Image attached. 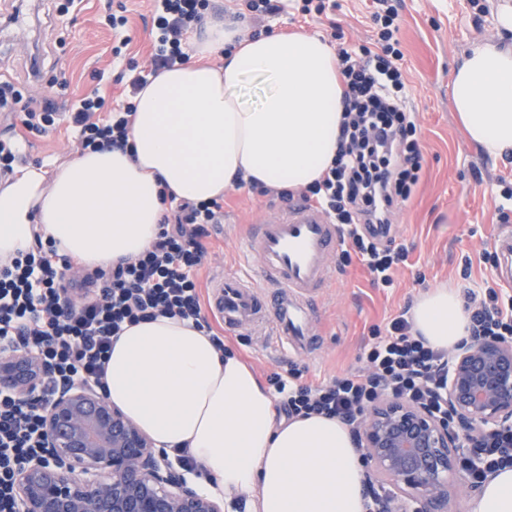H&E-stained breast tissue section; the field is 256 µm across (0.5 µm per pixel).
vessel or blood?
Masks as SVG:
<instances>
[{"label": "vessel or blood", "instance_id": "1", "mask_svg": "<svg viewBox=\"0 0 512 512\" xmlns=\"http://www.w3.org/2000/svg\"><path fill=\"white\" fill-rule=\"evenodd\" d=\"M340 236L316 204L295 199L267 219L249 225L235 272L212 274L210 309L225 333L249 329L273 337L280 353L314 344L316 298L333 276L331 257ZM494 247L502 258L497 277L512 287V228L501 227Z\"/></svg>", "mask_w": 512, "mask_h": 512}]
</instances>
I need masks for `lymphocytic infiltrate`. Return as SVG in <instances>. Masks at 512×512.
Returning a JSON list of instances; mask_svg holds the SVG:
<instances>
[{"label":"lymphocytic infiltrate","mask_w":512,"mask_h":512,"mask_svg":"<svg viewBox=\"0 0 512 512\" xmlns=\"http://www.w3.org/2000/svg\"><path fill=\"white\" fill-rule=\"evenodd\" d=\"M209 0H155L150 73L129 80L131 94L148 83V74L187 61L185 34L201 25ZM398 13L378 0L372 14L373 42L358 49L339 48L343 121L336 155L304 196L323 207L341 235L342 264L359 261L373 285L394 283L409 251L379 239L374 227L392 222L395 210L414 194L423 173V151L416 120L405 93L404 54L397 37ZM134 103L107 110L98 91L75 103L58 105L24 96L0 82V112L19 117L29 132L45 134L60 124L77 129L81 150L126 149ZM166 210L156 239L144 253L112 267L93 268L71 278L77 264L59 253L53 241L35 237L25 254L0 265V344H14L41 356L47 374L39 395L18 399L0 389V512H15L14 473L41 451L42 406L64 386L104 390L105 366L126 325L159 317L177 318L211 336L223 349L206 311L197 278L207 249L205 238L224 217L223 198L176 202L162 196ZM484 293L467 292L465 311L471 336H512V294L485 282ZM366 372H348L317 385L300 383V373L273 374L276 411L286 418L321 415L355 427L381 394L392 393L448 411L441 383L448 352L429 345L414 331L407 313L390 319L365 353ZM483 468H468L470 483L482 485L486 471L512 465V429L490 433L479 445Z\"/></svg>","instance_id":"1"}]
</instances>
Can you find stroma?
<instances>
[{"label":"stroma","mask_w":512,"mask_h":512,"mask_svg":"<svg viewBox=\"0 0 512 512\" xmlns=\"http://www.w3.org/2000/svg\"><path fill=\"white\" fill-rule=\"evenodd\" d=\"M33 28L0 31V81H10L33 97L54 96L74 102L98 89L109 105L125 100L118 75L130 64L150 65L151 0H32ZM397 24L402 44L407 93L417 114L425 155L424 176L415 198L396 211L391 237L409 250L407 266L390 288L372 284L367 270L352 262L335 271L324 289L316 319L318 346L308 355L282 356L268 336L252 332L228 335L225 345L255 372L259 381L273 373L298 368L307 383L330 380L362 366L361 356L372 342V330L384 327L404 308L427 292L451 288L459 293L496 277L480 255L492 248L501 227L495 207L503 182L512 183V159L486 154L467 137L450 103V82L464 54L480 39L493 38L501 0H480L478 13L471 0H397ZM284 10L265 20L277 32H304L330 40L332 48L370 41L372 0H336L334 10L317 18L302 15L299 0H284ZM125 16L123 34L132 38L122 56L112 54L120 35L106 23L108 14ZM46 50L42 81H33L27 68L33 45ZM66 86H59V79ZM22 154L30 162L60 163L78 151L77 133L59 126L33 135L14 126ZM275 199L249 188L224 193V222L205 244L208 260L201 270L209 279L216 269L235 271L242 245V228L266 218ZM470 276H463V268Z\"/></svg>","instance_id":"stroma-1"}]
</instances>
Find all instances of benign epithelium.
<instances>
[{"label":"benign epithelium","instance_id":"7a95c632","mask_svg":"<svg viewBox=\"0 0 512 512\" xmlns=\"http://www.w3.org/2000/svg\"><path fill=\"white\" fill-rule=\"evenodd\" d=\"M46 367L0 346V388L32 399ZM448 417L386 395L358 424L372 477L397 492H369L368 512H448V486L465 447L512 428V337L480 336L448 356ZM44 453L15 475V512H224L188 484L141 428L88 386L59 390L43 410Z\"/></svg>","mask_w":512,"mask_h":512}]
</instances>
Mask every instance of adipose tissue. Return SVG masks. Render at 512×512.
Returning a JSON list of instances; mask_svg holds the SVG:
<instances>
[{
  "instance_id": "1",
  "label": "adipose tissue",
  "mask_w": 512,
  "mask_h": 512,
  "mask_svg": "<svg viewBox=\"0 0 512 512\" xmlns=\"http://www.w3.org/2000/svg\"><path fill=\"white\" fill-rule=\"evenodd\" d=\"M223 53L213 66L206 56ZM258 83V102L244 89ZM336 56L317 35L251 37L213 23L190 59L135 98L129 149L87 151L55 170L29 164L0 186V262L35 235L94 266L142 254L164 206L208 201L238 181L303 189L330 166L343 112ZM454 112L488 154L512 153V48L477 42L450 83ZM431 346L468 339L459 294L440 288L413 310ZM107 395L156 447L188 450L201 491L235 492L249 512H365L364 473L348 428L323 416L281 420L239 358L176 318L125 328L107 363ZM475 512H512V467L483 486Z\"/></svg>"
}]
</instances>
